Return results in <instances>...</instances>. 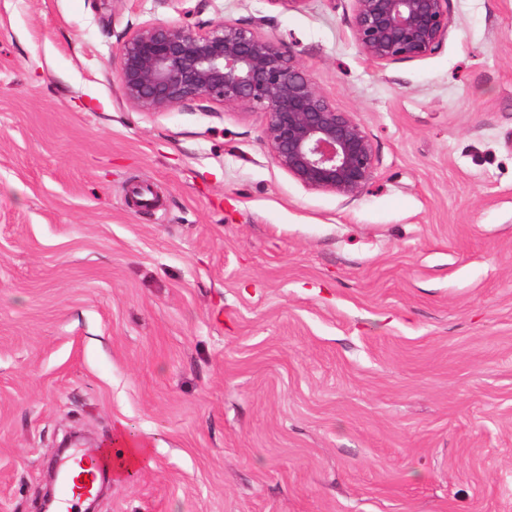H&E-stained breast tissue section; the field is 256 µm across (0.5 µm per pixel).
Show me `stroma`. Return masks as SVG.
<instances>
[{"instance_id": "stroma-1", "label": "stroma", "mask_w": 512, "mask_h": 512, "mask_svg": "<svg viewBox=\"0 0 512 512\" xmlns=\"http://www.w3.org/2000/svg\"><path fill=\"white\" fill-rule=\"evenodd\" d=\"M183 19L355 114L358 199L261 111L125 101L122 38ZM448 19L378 64L352 0H0V512L118 426L149 452L98 512H512V0Z\"/></svg>"}]
</instances>
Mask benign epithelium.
<instances>
[{"label": "benign epithelium", "mask_w": 512, "mask_h": 512, "mask_svg": "<svg viewBox=\"0 0 512 512\" xmlns=\"http://www.w3.org/2000/svg\"><path fill=\"white\" fill-rule=\"evenodd\" d=\"M360 52L377 63L424 57L448 37V0H353ZM118 78L133 107L165 112L188 101L258 109L277 163L302 186L350 202L374 177L362 123L340 111L274 36L220 21L202 31L179 22L131 31Z\"/></svg>", "instance_id": "benign-epithelium-1"}]
</instances>
